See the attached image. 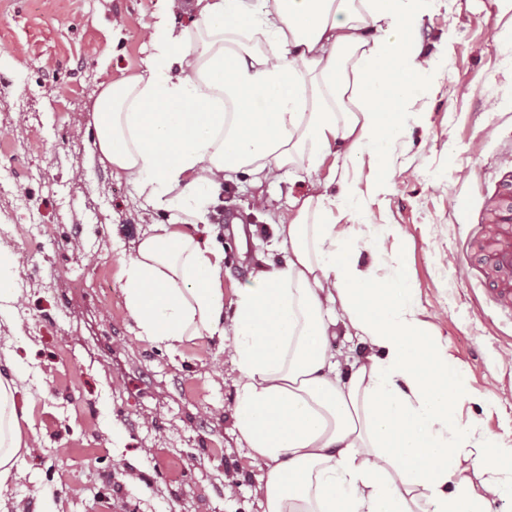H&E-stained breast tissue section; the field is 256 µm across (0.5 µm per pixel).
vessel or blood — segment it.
I'll list each match as a JSON object with an SVG mask.
<instances>
[{"label":"vessel or blood","mask_w":512,"mask_h":512,"mask_svg":"<svg viewBox=\"0 0 512 512\" xmlns=\"http://www.w3.org/2000/svg\"><path fill=\"white\" fill-rule=\"evenodd\" d=\"M465 245L468 251L485 255L492 282L489 294L501 313L512 316V208L492 205L470 229Z\"/></svg>","instance_id":"vessel-or-blood-1"}]
</instances>
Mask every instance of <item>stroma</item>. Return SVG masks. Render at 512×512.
Returning <instances> with one entry per match:
<instances>
[{
	"label": "stroma",
	"mask_w": 512,
	"mask_h": 512,
	"mask_svg": "<svg viewBox=\"0 0 512 512\" xmlns=\"http://www.w3.org/2000/svg\"><path fill=\"white\" fill-rule=\"evenodd\" d=\"M158 0H0V241L20 269L0 294V372L26 408L20 457L0 512H262L264 472L235 428L237 377L217 340L170 353L125 309L119 265L150 225L136 188L95 157L90 107L110 81L151 56ZM438 72L408 104L423 113L395 147V177L368 198V225L336 215L361 259L388 277L403 259L423 318L476 395L464 418L512 436V326L484 301V269L462 242L512 166V13L498 0H455L421 23ZM297 174L225 182L207 224L224 246V310L264 261H281L272 224L305 193ZM466 196L470 212L451 207ZM384 224L401 236H382Z\"/></svg>",
	"instance_id": "obj_1"
}]
</instances>
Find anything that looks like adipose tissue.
Segmentation results:
<instances>
[{"instance_id":"1","label":"adipose tissue","mask_w":512,"mask_h":512,"mask_svg":"<svg viewBox=\"0 0 512 512\" xmlns=\"http://www.w3.org/2000/svg\"><path fill=\"white\" fill-rule=\"evenodd\" d=\"M445 0H196L190 27L160 0L141 72L107 84L91 112L98 159L133 182L143 208H173L120 262L140 335L174 351L208 336L238 371L233 415L265 472L263 512H492L512 502V444L463 419L462 366L423 320L402 264L378 278L334 213L367 221L389 188L407 104L436 74L413 32ZM340 154L341 177L322 174ZM374 178L361 190L350 169ZM288 170L310 187L289 201L264 263L224 314V249L202 226L224 181ZM341 192H328L332 182ZM200 225L199 233L186 225ZM368 352L342 364L337 330ZM12 380L0 375V487L24 438Z\"/></svg>"}]
</instances>
